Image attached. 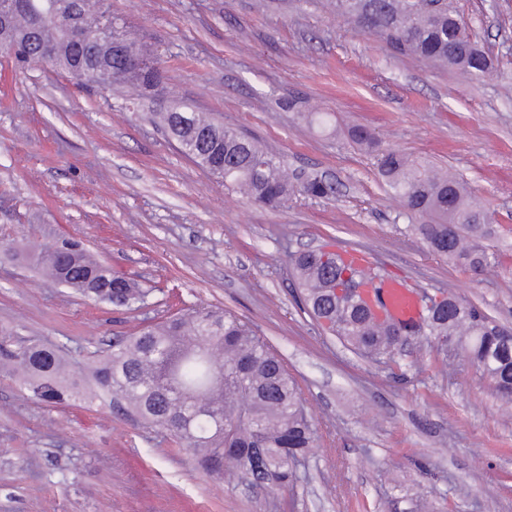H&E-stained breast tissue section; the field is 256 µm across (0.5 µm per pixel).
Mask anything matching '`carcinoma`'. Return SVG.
Listing matches in <instances>:
<instances>
[{"label": "carcinoma", "instance_id": "obj_1", "mask_svg": "<svg viewBox=\"0 0 512 512\" xmlns=\"http://www.w3.org/2000/svg\"><path fill=\"white\" fill-rule=\"evenodd\" d=\"M13 2L6 24H0V48L14 54L19 65L46 64L70 75L87 66L104 87L142 94L161 84L160 70L138 67L137 60L151 51L127 31H122L124 52L114 55L112 32L100 35L91 29L79 45L68 28L45 15L52 4L92 23L109 20L112 12L102 0ZM326 5L395 54L452 65L472 80L490 66L483 50L469 47L470 36L452 0H326ZM43 44L53 46L54 59L40 58ZM302 117L321 132L331 128L326 113ZM161 122L187 157L258 204L283 205L296 191L313 198L332 193L322 178L288 171L250 137L205 112L182 106L178 114L161 113ZM347 134L356 145L375 147L363 127L353 126ZM377 166L405 211L422 219L413 230L433 253L477 274L490 268L480 239L492 233V226L459 179L390 149L378 151ZM40 252L48 277L95 302L132 310L146 304L152 293L65 237ZM292 263L307 312L323 331L379 359L400 346L401 323L372 313L384 282L376 263L354 249L332 251L326 245L298 253ZM421 302L419 326L442 341L454 337L466 358L511 404L512 335H503L474 305L457 300L450 310L447 300L437 303L426 293ZM0 367L16 373L19 389L36 402L89 404L103 395L120 399L141 424L171 436L208 474H244L271 491L294 487L297 465L316 447L317 430L282 357L247 323L222 309L190 308L117 338L91 369L92 388L67 370L56 349L30 340L13 349L0 347Z\"/></svg>", "mask_w": 512, "mask_h": 512}]
</instances>
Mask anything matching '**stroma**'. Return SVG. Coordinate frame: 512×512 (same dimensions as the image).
Listing matches in <instances>:
<instances>
[{"label":"stroma","instance_id":"obj_1","mask_svg":"<svg viewBox=\"0 0 512 512\" xmlns=\"http://www.w3.org/2000/svg\"><path fill=\"white\" fill-rule=\"evenodd\" d=\"M163 60L165 97L86 89L0 49V334L87 371L113 339L220 306L284 359L320 440L293 489L205 475L115 403L51 407L0 372V512H512V418L476 367L441 374L426 335L392 360L356 354L299 300L291 257L335 243L386 280L447 293L512 329V0H453L493 67L473 81L400 57L325 0H106ZM213 113L331 183L262 207L182 154L157 112ZM336 116L321 134L302 120ZM380 148L459 175L497 225L494 272L435 255L378 174ZM65 236L150 289L123 310L42 278L27 253Z\"/></svg>","mask_w":512,"mask_h":512}]
</instances>
